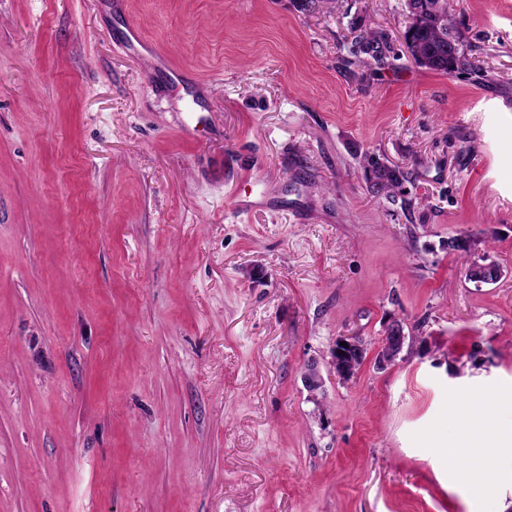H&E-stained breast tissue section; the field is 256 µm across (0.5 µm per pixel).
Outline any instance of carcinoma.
Wrapping results in <instances>:
<instances>
[{"label":"carcinoma","instance_id":"cac0c4a2","mask_svg":"<svg viewBox=\"0 0 512 512\" xmlns=\"http://www.w3.org/2000/svg\"><path fill=\"white\" fill-rule=\"evenodd\" d=\"M430 10L422 15L408 12V26L404 32L405 44L415 62L427 69L446 75L471 74L476 71L471 46L454 27L453 0H426ZM349 52L358 61L378 66L387 65L390 58V35L383 29L365 26L354 36ZM361 168L370 192L387 199L401 193L409 180L408 173L397 165L375 154L362 157ZM453 249L465 259L466 279H471L475 262L466 260L471 249L470 238L453 237Z\"/></svg>","mask_w":512,"mask_h":512}]
</instances>
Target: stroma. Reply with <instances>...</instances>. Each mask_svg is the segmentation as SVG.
Masks as SVG:
<instances>
[{
	"instance_id": "35a3bbf8",
	"label": "stroma",
	"mask_w": 512,
	"mask_h": 512,
	"mask_svg": "<svg viewBox=\"0 0 512 512\" xmlns=\"http://www.w3.org/2000/svg\"><path fill=\"white\" fill-rule=\"evenodd\" d=\"M404 3L0 0V512H512V0H455V76ZM430 5L415 3L409 10L408 26L404 32L405 44L415 62L427 69L446 75L471 74L477 71L473 50L454 27L453 0H420ZM360 30V33L354 36L349 52L356 60L362 63L378 66L388 65V59L391 52L390 35L383 29L366 25L363 29L353 26ZM355 30V31H356ZM361 168L370 192L386 199H392L397 194H401L404 183L409 180L408 172L380 158L379 155L364 154ZM385 329L382 344L377 354V359L381 366L389 365L396 360L408 338L405 333L404 324L400 321H392ZM342 342L348 344V348L342 346ZM338 350H342L341 354H338ZM334 355L331 357L329 362V372L336 376V379H350L351 373L345 364L346 358L355 356L361 359L365 356V347L357 341V336H347L336 340V344L333 345Z\"/></svg>"
}]
</instances>
